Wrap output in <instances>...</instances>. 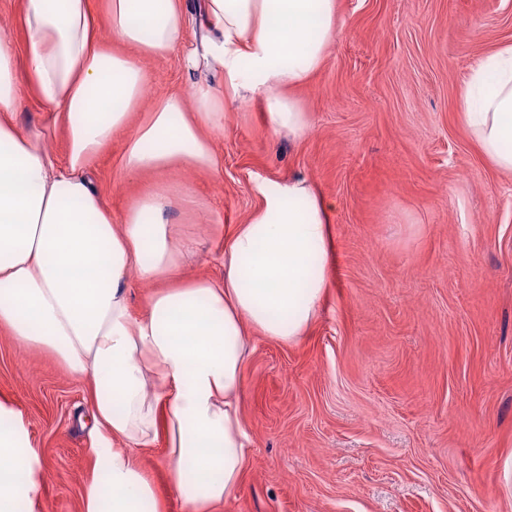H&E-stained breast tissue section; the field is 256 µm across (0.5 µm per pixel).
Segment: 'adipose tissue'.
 <instances>
[{"mask_svg": "<svg viewBox=\"0 0 512 512\" xmlns=\"http://www.w3.org/2000/svg\"><path fill=\"white\" fill-rule=\"evenodd\" d=\"M336 11L337 0H203L212 36L186 63L215 64L223 90L201 85L148 108L143 62L183 44L181 0H106L102 13L94 0H24L22 54L0 28V327L92 381L96 445L82 512H160L138 458L160 436L189 512H213L239 488L250 446L239 406L250 334L286 344L307 334L328 286L334 204L304 179L256 181L261 203L228 237L223 278L186 280L194 251L172 214L201 201L163 174L214 169L224 109L247 95L268 129L304 139L311 116L291 91L340 37ZM103 21L122 50L100 43ZM21 66L45 128L14 121ZM457 107L487 160L512 171V44L472 67ZM58 125L67 132L61 156L43 146L45 129ZM119 134L122 179L157 180L116 217L93 172ZM133 270L159 285L139 317ZM41 469L23 412L0 402V512H41Z\"/></svg>", "mask_w": 512, "mask_h": 512, "instance_id": "adipose-tissue-1", "label": "adipose tissue"}]
</instances>
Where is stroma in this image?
Masks as SVG:
<instances>
[{
  "label": "stroma",
  "instance_id": "1",
  "mask_svg": "<svg viewBox=\"0 0 512 512\" xmlns=\"http://www.w3.org/2000/svg\"><path fill=\"white\" fill-rule=\"evenodd\" d=\"M183 45L147 59L144 102L223 89L187 69L208 37L202 0H184ZM343 35L294 97L303 141L274 134L235 101L214 140L215 171L180 167L204 207L188 277L218 279L255 179L299 176L336 201L330 286L305 336L253 333L240 414L250 456L218 512H512V174L489 164L457 98L474 64L512 43V0H338ZM122 137L94 184L113 215L152 176L119 183ZM91 381L0 329V400L21 408L42 457V512H81L93 468ZM164 512H187L164 443L139 451Z\"/></svg>",
  "mask_w": 512,
  "mask_h": 512
}]
</instances>
